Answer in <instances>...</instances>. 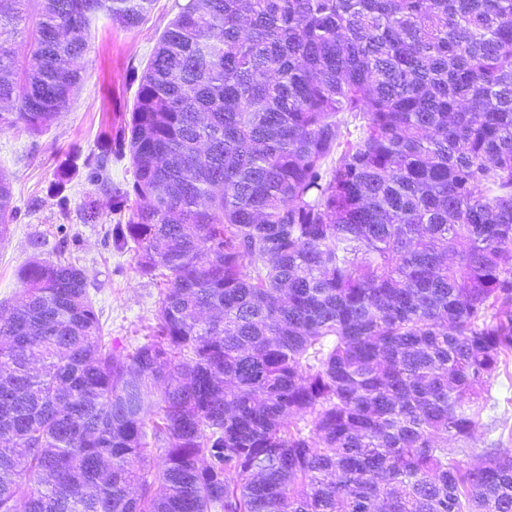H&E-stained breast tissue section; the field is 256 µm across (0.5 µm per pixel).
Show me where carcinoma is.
<instances>
[{"mask_svg": "<svg viewBox=\"0 0 512 512\" xmlns=\"http://www.w3.org/2000/svg\"><path fill=\"white\" fill-rule=\"evenodd\" d=\"M154 2L0 0V130L52 125L100 17ZM173 9L83 161L155 329L116 354L83 269L21 267L0 512H512V448L456 458L512 355V0ZM16 213L0 169V240Z\"/></svg>", "mask_w": 512, "mask_h": 512, "instance_id": "obj_1", "label": "carcinoma"}]
</instances>
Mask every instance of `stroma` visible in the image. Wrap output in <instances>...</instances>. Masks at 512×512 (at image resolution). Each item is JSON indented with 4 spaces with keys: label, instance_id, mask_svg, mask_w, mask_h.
Masks as SVG:
<instances>
[{
    "label": "stroma",
    "instance_id": "1",
    "mask_svg": "<svg viewBox=\"0 0 512 512\" xmlns=\"http://www.w3.org/2000/svg\"><path fill=\"white\" fill-rule=\"evenodd\" d=\"M173 3L155 0L145 22L135 29L100 18L81 61L87 79L68 112L37 135L0 131V167L10 177L17 207L9 235L0 241V302L10 301L18 291V271L29 260L76 262L87 275L89 292L120 354L150 335L161 283L138 272L133 250L113 248L106 235L111 215L100 216L94 224L82 222L79 209L94 192L82 176V162L102 132H116L127 124L137 91L132 74L144 68L172 17ZM65 165L74 170L66 217L47 194ZM37 238L44 241L38 249L32 245ZM489 392L495 408L483 417L472 443L478 453L497 442L512 447V362L491 379Z\"/></svg>",
    "mask_w": 512,
    "mask_h": 512
}]
</instances>
